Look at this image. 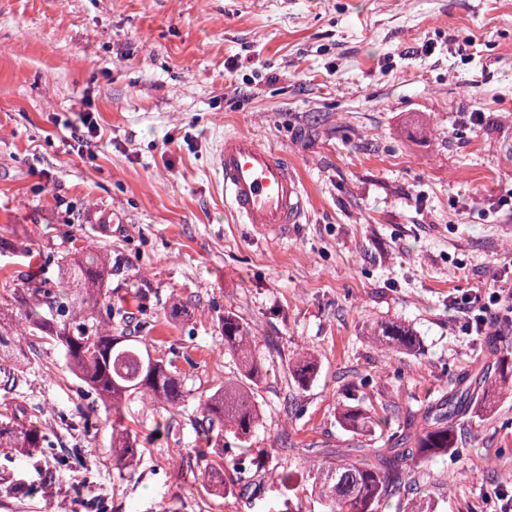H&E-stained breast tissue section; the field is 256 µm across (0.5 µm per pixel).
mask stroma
Listing matches in <instances>:
<instances>
[{
	"label": "stroma",
	"mask_w": 512,
	"mask_h": 512,
	"mask_svg": "<svg viewBox=\"0 0 512 512\" xmlns=\"http://www.w3.org/2000/svg\"><path fill=\"white\" fill-rule=\"evenodd\" d=\"M233 133L298 172L307 209L287 235L225 205L215 154ZM510 194L512 0H0V226L51 273L72 239L107 251L113 304L154 317L189 395L173 420L130 397L142 454L117 471L103 403L43 346L20 400L49 448L82 457L44 483L0 453V477L29 485L0 512H276L266 470L256 497L200 484V397L238 371L218 331L228 309L265 354L249 458L305 472L388 447L390 429L355 433L337 408L356 397L401 420L473 364L480 339L450 304L512 288ZM381 320L408 325L412 347L376 343ZM303 352L317 359L304 387L288 372ZM457 435L407 498L497 512L512 394Z\"/></svg>",
	"instance_id": "35a3bbf8"
}]
</instances>
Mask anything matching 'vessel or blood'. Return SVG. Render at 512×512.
Masks as SVG:
<instances>
[{"instance_id":"vessel-or-blood-1","label":"vessel or blood","mask_w":512,"mask_h":512,"mask_svg":"<svg viewBox=\"0 0 512 512\" xmlns=\"http://www.w3.org/2000/svg\"><path fill=\"white\" fill-rule=\"evenodd\" d=\"M216 167L224 180L226 205L241 223L278 235L299 223L305 193L295 169L277 151L264 147L251 135H226Z\"/></svg>"}]
</instances>
